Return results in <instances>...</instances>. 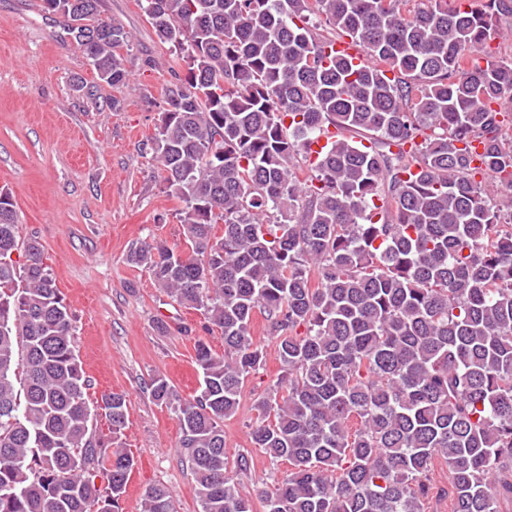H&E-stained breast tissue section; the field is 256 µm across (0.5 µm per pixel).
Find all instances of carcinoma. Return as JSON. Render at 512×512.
<instances>
[{"label": "carcinoma", "mask_w": 512, "mask_h": 512, "mask_svg": "<svg viewBox=\"0 0 512 512\" xmlns=\"http://www.w3.org/2000/svg\"><path fill=\"white\" fill-rule=\"evenodd\" d=\"M101 80L129 79L130 32L102 0H43ZM185 63L149 146L187 253L130 248L155 287L203 312V383L163 377L150 396L179 421L200 512H426L436 463L448 512L512 506V211L478 175L512 184V58L485 55L512 0H139ZM325 26L366 63L326 55ZM341 135L302 174L299 159ZM369 145H362V140ZM484 146L474 154L473 143ZM224 234H213L214 226ZM0 190V512H113L136 461L92 433L72 313ZM282 375L255 406L251 443L288 473L245 490L221 422L262 368L255 313ZM100 409L118 439L121 393ZM109 461L107 487L93 469ZM142 512H175L149 487Z\"/></svg>", "instance_id": "cac0c4a2"}]
</instances>
